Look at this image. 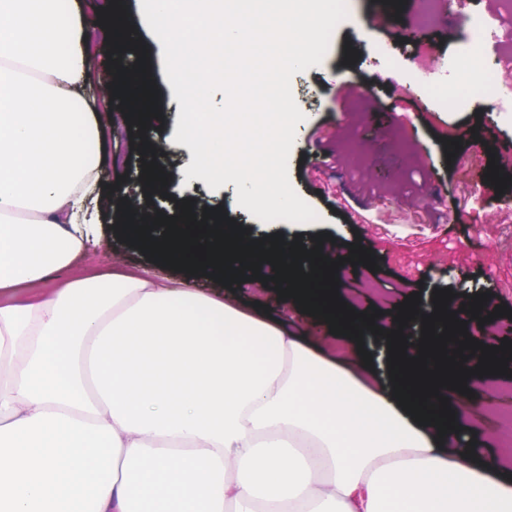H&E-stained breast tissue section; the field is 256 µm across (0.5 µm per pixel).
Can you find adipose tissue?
Instances as JSON below:
<instances>
[{"label": "adipose tissue", "instance_id": "adipose-tissue-1", "mask_svg": "<svg viewBox=\"0 0 512 512\" xmlns=\"http://www.w3.org/2000/svg\"><path fill=\"white\" fill-rule=\"evenodd\" d=\"M58 0H0V290L96 239L101 135ZM440 434L387 361H336L159 272L77 278L0 306V512H512V465Z\"/></svg>", "mask_w": 512, "mask_h": 512}]
</instances>
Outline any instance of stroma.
Returning a JSON list of instances; mask_svg holds the SVG:
<instances>
[{"instance_id": "1", "label": "stroma", "mask_w": 512, "mask_h": 512, "mask_svg": "<svg viewBox=\"0 0 512 512\" xmlns=\"http://www.w3.org/2000/svg\"><path fill=\"white\" fill-rule=\"evenodd\" d=\"M110 2L69 0V14L82 25L80 46L86 58L93 69L112 72L118 81L129 63L149 64L153 108L167 115L159 130L145 131L123 87L109 94L84 87L82 97L97 116H121L118 125L106 126L101 144L113 188L131 187L154 216H176L187 201L195 212L209 213L210 223L234 224L250 240H266L261 221L238 205L235 184L216 190L201 179L184 184L186 159L172 143L179 106L150 34L139 27L140 4L118 0L133 34L131 40L119 41L104 25ZM346 4L348 18L334 30L321 64L291 80L304 118L295 128L289 179L318 220L281 222L279 237L309 248L336 237V254L345 260L335 272L340 296L354 299L359 311L377 315L382 323L396 316L397 304L409 295L419 294L428 303L433 292L447 288L458 297L485 293L484 313L499 305L512 310V217L490 206L495 187L483 177L492 160L500 175H512V160L501 152L512 139V126L494 110L495 87L512 74V0H471L473 10L499 15L500 43L491 64L471 74L482 93L465 111L452 105V89L424 86L412 60L419 44L455 51L458 44L450 39L447 25L415 26L408 0ZM344 81L370 92L340 98ZM452 141L459 144L453 155L448 152ZM146 162L158 165L165 186L143 181ZM128 221L124 207L113 209L100 227L101 245L88 248L60 271L59 281L155 267L149 250L123 233ZM353 243L370 250L376 270L348 264ZM259 275L265 291L258 299L241 281L219 279L207 269L191 276L177 271L173 277L190 279L202 292L235 299L244 307H259L267 318L317 343L328 355H346L348 340L332 334L324 320L282 307L269 266H262ZM471 390L485 398L475 444L482 454H497L495 409L512 407V397L485 396L480 381Z\"/></svg>"}]
</instances>
